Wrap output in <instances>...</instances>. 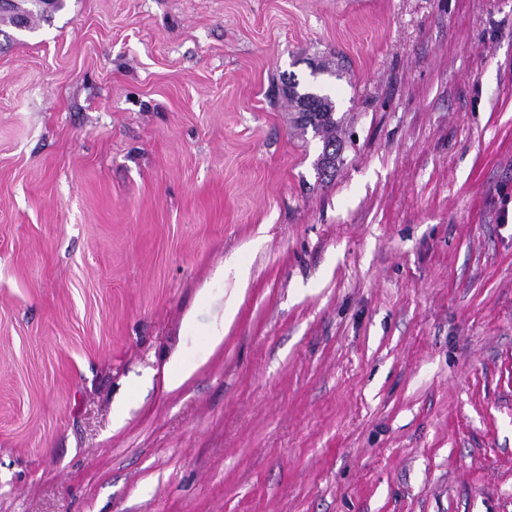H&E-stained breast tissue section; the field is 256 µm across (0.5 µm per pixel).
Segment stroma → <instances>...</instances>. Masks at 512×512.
I'll return each mask as SVG.
<instances>
[{
  "label": "stroma",
  "mask_w": 512,
  "mask_h": 512,
  "mask_svg": "<svg viewBox=\"0 0 512 512\" xmlns=\"http://www.w3.org/2000/svg\"><path fill=\"white\" fill-rule=\"evenodd\" d=\"M19 2L0 512H512V0ZM299 84L289 83L290 100L296 103L297 107L302 104L306 109L300 111V118L305 128L311 127L315 135L323 139V158L336 153V120L334 119L335 103L329 95L311 96V91L300 92ZM302 109V107H300ZM333 148L332 153L329 149Z\"/></svg>",
  "instance_id": "35a3bbf8"
}]
</instances>
